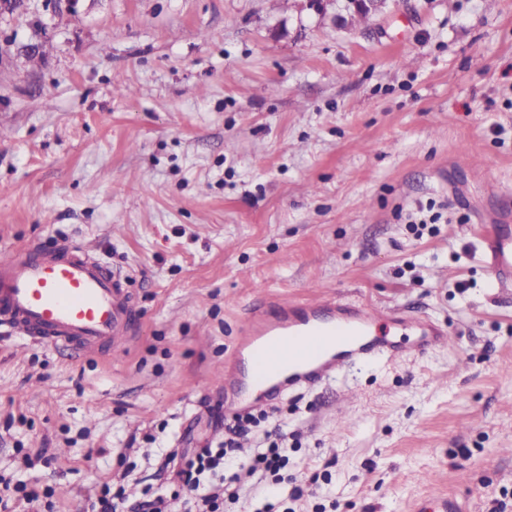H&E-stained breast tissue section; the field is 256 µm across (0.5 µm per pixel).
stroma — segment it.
<instances>
[{
  "label": "stroma",
  "mask_w": 512,
  "mask_h": 512,
  "mask_svg": "<svg viewBox=\"0 0 512 512\" xmlns=\"http://www.w3.org/2000/svg\"><path fill=\"white\" fill-rule=\"evenodd\" d=\"M22 0L0 15V252L93 244L139 314L123 352L0 333L16 512H90L224 438L259 295L396 306L448 345L284 392L283 483L229 512H512V0ZM35 458L33 466L23 455ZM482 258L496 288H512V228L483 239ZM125 478V475H122L120 480L116 482L113 481V483H104L101 485L98 501L103 507L101 510H93V512H124L122 508H125L127 505V497L123 485ZM413 510L415 512H426L427 510L438 512H465L462 501L456 495L452 494H448V497L417 503Z\"/></svg>",
  "instance_id": "1"
}]
</instances>
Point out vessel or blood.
I'll return each instance as SVG.
<instances>
[{"label": "vessel or blood", "instance_id": "vessel-or-blood-1", "mask_svg": "<svg viewBox=\"0 0 512 512\" xmlns=\"http://www.w3.org/2000/svg\"><path fill=\"white\" fill-rule=\"evenodd\" d=\"M483 262L497 288H512V229L487 236ZM138 313L124 277L97 262L91 251L71 245L37 246L0 255V324L35 344L75 352L104 346L123 349ZM448 332L431 318L392 307L350 304L333 298L269 304L259 299L245 324L238 365L224 381L231 405L245 386L275 394L283 385L319 384L347 367L407 346L423 352L446 345ZM414 512H465L455 495L417 503Z\"/></svg>", "mask_w": 512, "mask_h": 512}]
</instances>
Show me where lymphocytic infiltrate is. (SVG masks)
Listing matches in <instances>:
<instances>
[{
    "label": "lymphocytic infiltrate",
    "instance_id": "obj_1",
    "mask_svg": "<svg viewBox=\"0 0 512 512\" xmlns=\"http://www.w3.org/2000/svg\"><path fill=\"white\" fill-rule=\"evenodd\" d=\"M256 423L250 411H238L224 423V439L214 448L192 454L170 451L161 458L159 470L169 485L185 486V496L167 489L151 492L135 512H224L225 502H238L247 479L260 476L281 483L280 469L288 460V436L280 427L265 431L260 447L243 453L239 439ZM242 457L239 472L225 477L224 467L234 457Z\"/></svg>",
    "mask_w": 512,
    "mask_h": 512
}]
</instances>
